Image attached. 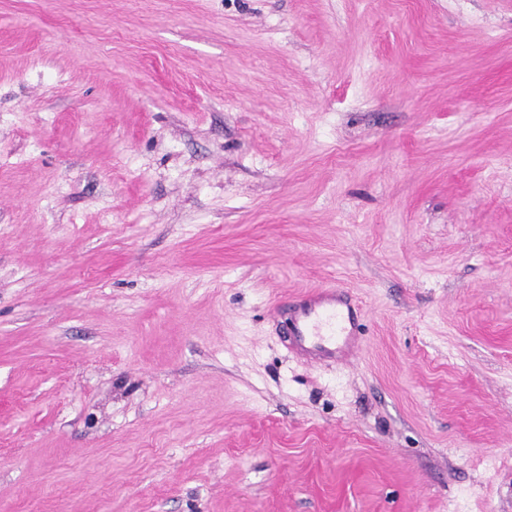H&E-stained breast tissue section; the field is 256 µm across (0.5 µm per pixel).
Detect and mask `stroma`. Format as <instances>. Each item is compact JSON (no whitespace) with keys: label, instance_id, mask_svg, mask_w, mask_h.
<instances>
[{"label":"stroma","instance_id":"35a3bbf8","mask_svg":"<svg viewBox=\"0 0 512 512\" xmlns=\"http://www.w3.org/2000/svg\"><path fill=\"white\" fill-rule=\"evenodd\" d=\"M0 512H512V0H0ZM288 346L311 360L342 361L358 349L362 309L336 287L309 289L295 300L276 303Z\"/></svg>","mask_w":512,"mask_h":512}]
</instances>
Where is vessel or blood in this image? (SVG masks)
<instances>
[{
    "mask_svg": "<svg viewBox=\"0 0 512 512\" xmlns=\"http://www.w3.org/2000/svg\"><path fill=\"white\" fill-rule=\"evenodd\" d=\"M274 315L289 347L306 358L341 361L358 349L364 314L346 291L309 289L275 304Z\"/></svg>",
    "mask_w": 512,
    "mask_h": 512,
    "instance_id": "vessel-or-blood-1",
    "label": "vessel or blood"
}]
</instances>
